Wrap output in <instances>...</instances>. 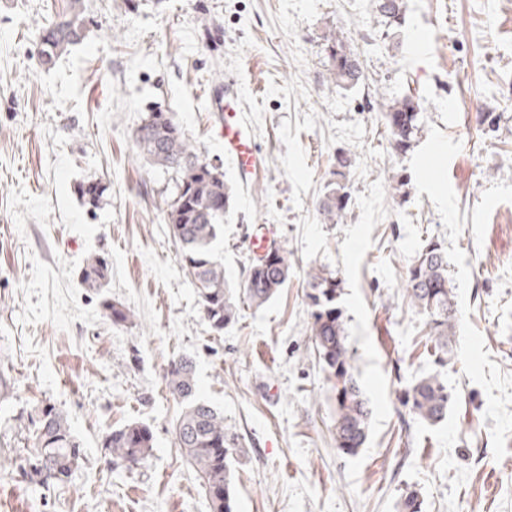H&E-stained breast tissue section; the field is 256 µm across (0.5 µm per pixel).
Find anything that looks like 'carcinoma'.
<instances>
[{"label": "carcinoma", "instance_id": "carcinoma-1", "mask_svg": "<svg viewBox=\"0 0 512 512\" xmlns=\"http://www.w3.org/2000/svg\"><path fill=\"white\" fill-rule=\"evenodd\" d=\"M377 13L391 24L403 19V0H374ZM84 0H68L62 20H53L38 33L40 64L50 66L84 36ZM329 79L338 87H353L364 77L359 54L342 37L326 36ZM419 100L404 95L389 105L386 126L393 146L405 153L421 127ZM134 145L152 167L176 174L175 194L168 204L171 235L197 288L201 312L212 331L220 334L239 315V305L226 288L224 268L213 258L212 245L229 206L230 189L224 173L211 166L164 112H153L133 133ZM351 158H336L338 181L320 200L323 220L335 224L348 207L349 195L340 180L346 177ZM276 259L251 262L241 288L244 300L257 307L270 301L288 281V252L275 248ZM109 274L100 258L82 270L87 288H99ZM342 281L323 269L309 275L307 298L312 307V338L335 400L333 435L337 450L355 456L368 439L372 409L354 374L347 345L345 316L337 301ZM405 296L427 319L431 356L440 367L448 365V339L453 335L457 309L448 280V252L434 240H426L407 269ZM166 386L179 400L182 412L175 424L176 447L194 468L205 489L209 512H235L232 460L238 451V435L224 427V415L197 395L195 365L189 358L172 361L165 374ZM412 415L430 424L443 421L454 393L438 373L415 380L402 393ZM27 440L30 445L19 456V472L34 487L67 482L83 460L79 442L66 417L53 405L43 404L32 415ZM110 464L131 468L142 464L153 448L151 430L131 423L112 430L106 437Z\"/></svg>", "mask_w": 512, "mask_h": 512}]
</instances>
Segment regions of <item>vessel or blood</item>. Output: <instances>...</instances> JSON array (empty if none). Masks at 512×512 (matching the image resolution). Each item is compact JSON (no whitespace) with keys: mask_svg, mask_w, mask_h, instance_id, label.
Instances as JSON below:
<instances>
[{"mask_svg":"<svg viewBox=\"0 0 512 512\" xmlns=\"http://www.w3.org/2000/svg\"><path fill=\"white\" fill-rule=\"evenodd\" d=\"M220 137L224 155L230 159L241 179L256 174L260 154L251 124L244 115L243 101L236 89L226 87L224 99L217 105ZM275 242L274 229L269 225L256 226L250 236L249 248L254 255H262Z\"/></svg>","mask_w":512,"mask_h":512,"instance_id":"vessel-or-blood-1","label":"vessel or blood"}]
</instances>
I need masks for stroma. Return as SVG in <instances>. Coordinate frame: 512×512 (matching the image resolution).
I'll return each instance as SVG.
<instances>
[{"mask_svg":"<svg viewBox=\"0 0 512 512\" xmlns=\"http://www.w3.org/2000/svg\"><path fill=\"white\" fill-rule=\"evenodd\" d=\"M66 0H0V512H208L176 446L181 405L164 375L195 364L197 392L238 434L237 512H512V0H404L387 25L373 0H85V37L49 67L36 36ZM355 49L365 79L328 80L324 37ZM241 93L263 165L239 179L213 99ZM412 94L422 127L398 153L384 114ZM170 113L224 174L232 198L213 246L233 296L270 224L291 265L261 307L213 333L165 219L176 177L133 132ZM351 156L339 223L317 204L337 153ZM100 187L87 204L82 187ZM448 251L458 321L447 366L403 297L423 239ZM110 263L100 290L80 271ZM342 281L354 373L373 408L366 445L337 452L334 405L311 336L308 275ZM129 308L112 323L102 301ZM441 372L456 399L440 423L400 403ZM55 405L84 456L62 487L32 491L15 459L32 410ZM153 433L141 465L110 464L115 428ZM274 242V228L271 225H258L250 236L249 248L256 257H259L274 246Z\"/></svg>","mask_w":512,"mask_h":512,"instance_id":"stroma-1","label":"stroma"}]
</instances>
